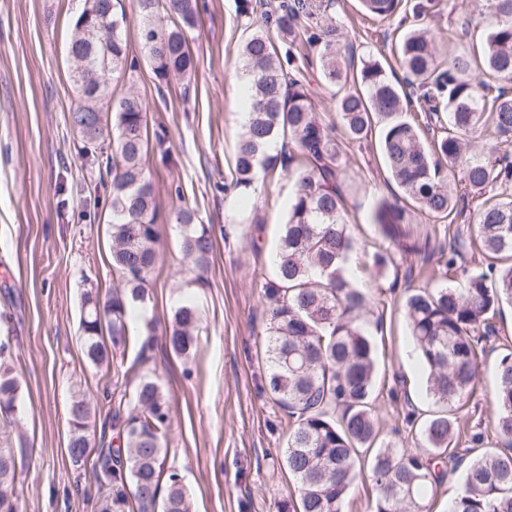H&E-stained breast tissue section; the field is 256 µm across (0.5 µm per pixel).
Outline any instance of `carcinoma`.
<instances>
[{
	"mask_svg": "<svg viewBox=\"0 0 512 512\" xmlns=\"http://www.w3.org/2000/svg\"><path fill=\"white\" fill-rule=\"evenodd\" d=\"M363 10L382 21L399 13L413 23L397 47L400 71L387 72L377 60L355 59L343 51L342 32L329 14L332 0H293L267 7L276 35L294 45L305 35L317 51L322 79L338 87L336 111L345 137L361 142L379 132L387 172L414 206L434 218L460 213L459 202L478 200L477 224L466 237L457 229L448 245L436 249L411 237L412 215L383 200L375 211L379 234L402 253L421 257L450 272L467 250L477 246L487 268L465 275L457 286L417 288L405 299L410 336L427 374V391L440 410L419 433L427 452L395 448L380 440L377 429V361L361 311L366 294L348 272L356 249L343 218L341 148L333 127L319 117L307 85L292 66L294 53L281 55L273 36L258 29L242 44L250 78L251 118L237 143L234 176L224 188L248 191L260 176L296 166V190L273 256L275 279L265 283L262 299L268 316L266 388L288 413L290 428L284 458L297 480L299 512H342L357 474L369 469L375 492L374 512H425L428 495L448 476L462 471L461 493L448 512H512V351L495 365L494 398L498 415L494 435L500 450L477 455L465 466L454 452L461 432L454 406L469 400L479 385L483 342L495 334L492 318L504 302L512 303V0H481L478 16L486 27L482 76L469 60L456 56L438 62L435 38L424 27L441 14V0H360ZM141 50L160 81L187 80L195 71L188 35L199 26L196 0H134ZM166 10L170 25L157 22ZM82 13L98 21L92 32L75 28L68 49L70 78L78 97L70 123L82 151L107 175L112 196L110 251L112 289L84 295L81 341L90 363L114 358L124 374L141 375L132 408L122 413L124 398L112 414V443L91 451V404L72 400L68 412L70 458L90 468L99 512H191L187 492L170 474L162 482L164 442L171 425L170 403L160 385L141 370L154 349L153 327L140 335L129 324V310L148 298L156 262L159 204L147 157L156 149L165 161V135L150 143L148 112L138 92L128 91L111 110L107 75L136 68L124 38L127 14L122 0H84ZM422 112L433 121L448 113V126L427 146L421 128L403 118ZM89 113L97 128L81 127ZM482 138L479 153L469 138ZM185 228L182 249L207 284L215 243L196 211L175 214ZM397 267L395 254L377 252L368 276L386 278ZM202 318L182 305L173 314L166 345L189 356L196 347ZM131 341L136 356L125 358ZM9 341H0V427L22 414L20 381L10 365ZM19 480L15 449L0 448V512H22L16 495Z\"/></svg>",
	"mask_w": 512,
	"mask_h": 512,
	"instance_id": "1",
	"label": "carcinoma"
}]
</instances>
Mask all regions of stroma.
Segmentation results:
<instances>
[{
  "label": "stroma",
  "mask_w": 512,
  "mask_h": 512,
  "mask_svg": "<svg viewBox=\"0 0 512 512\" xmlns=\"http://www.w3.org/2000/svg\"><path fill=\"white\" fill-rule=\"evenodd\" d=\"M451 2L453 14L428 24L438 56L479 58L473 36L448 31L474 10L473 0ZM197 3L202 31L188 83L175 81L169 92H159L144 61L133 76L109 80L116 98L135 87L148 106L151 129L168 135L169 161L154 156L147 162L162 214L150 320L164 334L184 304L203 319L190 357L159 347L149 365L170 399L164 470L179 476L193 512H296V482L284 461L288 416L264 390L268 318L261 300L295 178L274 176L251 194L224 189L241 132L240 47L264 18L240 16L239 0ZM82 8L83 0H0V340L10 341L21 380L23 414L6 434L12 447L24 449L17 457L23 512H97L94 489L67 453L68 408L73 396H85L92 405L90 431L98 434L109 429L119 396L135 387L116 367L90 365L79 331L84 291L96 287L104 293L112 286L111 198L69 120L76 91L66 52ZM332 14L357 56L396 67L397 20L372 19L358 0H335ZM295 66L323 121L339 125L335 90L323 82L319 66L302 56ZM341 149L344 220L359 243L352 255L359 267L389 247L374 224L378 202L405 206L409 200L389 177L378 139ZM183 206L193 207L199 221L214 229L204 288L192 284L181 251L182 228L174 213ZM441 283L439 273L411 256L400 260L397 281L365 286V319L376 344L380 436L418 452L424 444L404 415L429 410L432 402L411 347L404 301L407 289ZM492 322L497 334L481 367L482 383L456 414L465 433L483 434L485 451L496 447L494 363L497 350L512 349V304H502Z\"/></svg>",
  "instance_id": "obj_1"
}]
</instances>
